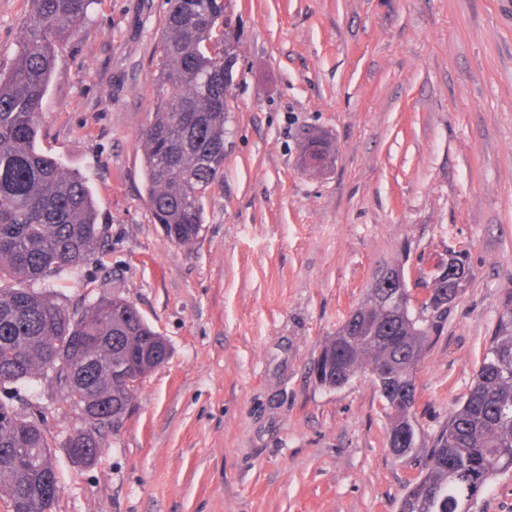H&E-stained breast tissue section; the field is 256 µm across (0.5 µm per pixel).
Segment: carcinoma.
<instances>
[{"mask_svg": "<svg viewBox=\"0 0 512 512\" xmlns=\"http://www.w3.org/2000/svg\"><path fill=\"white\" fill-rule=\"evenodd\" d=\"M16 55L0 68V387L48 381L72 409L94 419L66 447L94 465L102 431L127 413L141 380L168 356L163 337L130 301L99 297L71 310L51 288L78 275L105 230L87 178L37 147L39 118L57 49L83 31L94 0H30ZM224 0H170L153 119L142 135L145 190L157 223L176 244L194 242L203 201L224 173ZM468 274H433L432 297L412 305L404 274L378 275L366 299L324 347L321 385L338 389L373 376L397 457L416 448L413 371ZM40 424L0 401V498L8 512H52L59 477ZM398 512H473L499 475L512 472V291L473 386L418 459Z\"/></svg>", "mask_w": 512, "mask_h": 512, "instance_id": "cac0c4a2", "label": "carcinoma"}]
</instances>
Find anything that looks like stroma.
<instances>
[{
	"mask_svg": "<svg viewBox=\"0 0 512 512\" xmlns=\"http://www.w3.org/2000/svg\"><path fill=\"white\" fill-rule=\"evenodd\" d=\"M30 10L0 0V65ZM167 10L96 0L58 48L39 147L88 176L106 229L60 301L124 297L170 357L91 467L66 453L85 422L55 386L0 400L54 442L52 512H396L418 467L389 448L373 377L330 389L314 367L382 270L420 298L455 255L469 276L416 370L419 440L465 401L512 289V0H224V174L190 245L143 178Z\"/></svg>",
	"mask_w": 512,
	"mask_h": 512,
	"instance_id": "1",
	"label": "stroma"
}]
</instances>
